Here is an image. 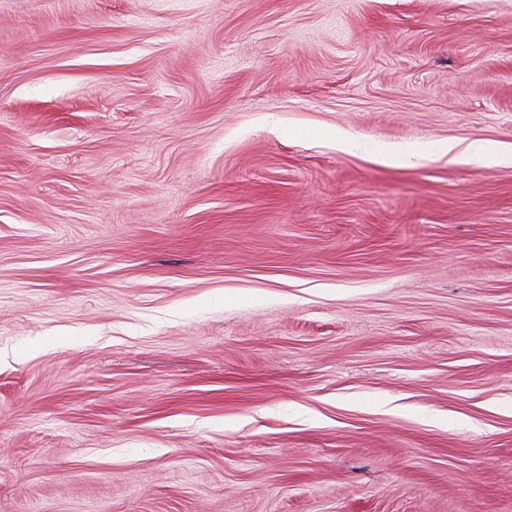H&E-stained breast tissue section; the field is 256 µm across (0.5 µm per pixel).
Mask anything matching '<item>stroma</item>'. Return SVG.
<instances>
[{
    "label": "stroma",
    "mask_w": 512,
    "mask_h": 512,
    "mask_svg": "<svg viewBox=\"0 0 512 512\" xmlns=\"http://www.w3.org/2000/svg\"><path fill=\"white\" fill-rule=\"evenodd\" d=\"M451 141L512 152V0H0V512H512Z\"/></svg>",
    "instance_id": "stroma-1"
}]
</instances>
